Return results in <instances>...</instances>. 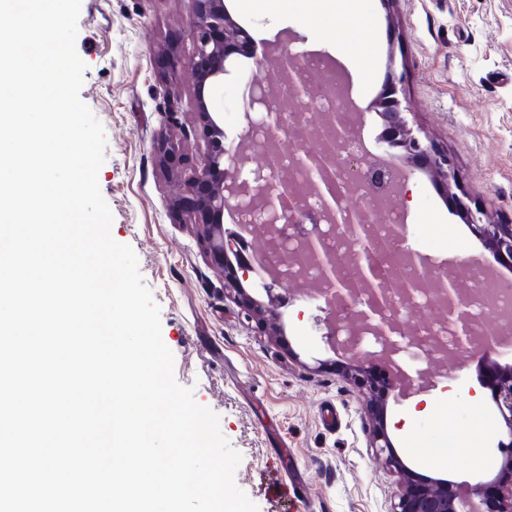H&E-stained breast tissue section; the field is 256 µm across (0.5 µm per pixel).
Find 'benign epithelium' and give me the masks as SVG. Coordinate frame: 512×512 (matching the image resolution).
Listing matches in <instances>:
<instances>
[{
	"label": "benign epithelium",
	"instance_id": "benign-epithelium-1",
	"mask_svg": "<svg viewBox=\"0 0 512 512\" xmlns=\"http://www.w3.org/2000/svg\"><path fill=\"white\" fill-rule=\"evenodd\" d=\"M192 44L190 57L194 75L197 116L206 139V148L198 160L180 152L166 133L155 140V151L160 163L175 181L185 180L184 191L177 205L193 216L202 233L206 253L211 262L224 269V293L236 300L250 318H255L265 334L275 339L285 335L284 326L271 306L279 301L274 287L282 280L278 269L265 263L267 247L261 243H248L241 233L224 230V212L234 217L244 208L252 213L253 222L268 231L277 224L291 222L300 216L302 201L285 207L281 198L297 196L301 185L319 199L328 223L334 224L344 215L341 202L353 188L350 180L337 178L336 146L351 139L348 116L343 112H328L319 120L321 130L314 133L319 150L295 155L292 166L304 176L303 184L285 180L281 176L278 154L265 145L269 139L281 137L285 129L298 123L300 113L283 106L273 105L274 84L279 77L288 76L286 96L302 101L309 97V87L303 78L304 58L291 49L293 39L278 42L261 54V61L270 65L265 85L252 83L245 95L243 120L237 141L224 144L223 118L209 110L205 92L223 82L224 59L231 54L252 49L247 32L231 20L224 11V0H195V12L187 31ZM405 74L394 75L382 94L372 102L380 110L387 126V136L381 141L402 149L407 163H419L433 182L439 184L448 204L457 211L473 233L496 256L498 262L512 266V224H500L490 219L479 205L471 206L457 193L459 175L454 159L438 148L420 129L409 124L397 97L398 86ZM262 152L266 164L262 168L249 167L250 156ZM366 164L372 169L370 183L362 186L367 205L350 213L345 225L346 237L351 244V256L358 275L344 276L336 252L326 242L325 233L314 228L303 239L299 251L288 256V264L311 259L318 264L319 277L331 284L327 306L333 320L328 323L330 335H336L339 322L335 320V303L349 300L352 313L348 329L358 333L373 327L381 332L396 331L395 323L382 320L373 323L377 307L374 302H410L413 293L434 280L439 285L442 309L463 341V345L478 343L491 346L496 336L476 335L474 321L468 309V294L462 288L460 272L464 261L457 264V272L436 270L427 257H410L409 270L393 279H378L373 275V257L381 242L369 232L372 212L375 210L377 189L385 177L384 168L375 159L351 161L353 167ZM255 277L262 282L267 300L250 295L244 282ZM358 362L347 369V377L359 388L369 402L370 444L376 457L397 476L396 489L390 499L389 512H512V455L507 454L500 463L498 474L489 481H480L471 488V494H455L451 484L436 479L420 480L398 456L386 424V405L389 396L406 378L388 354H371L357 349L342 351ZM494 398L504 421L512 447V372L495 379Z\"/></svg>",
	"mask_w": 512,
	"mask_h": 512
}]
</instances>
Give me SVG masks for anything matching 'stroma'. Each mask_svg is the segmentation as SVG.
Returning a JSON list of instances; mask_svg holds the SVG:
<instances>
[{"instance_id":"35a3bbf8","label":"stroma","mask_w":512,"mask_h":512,"mask_svg":"<svg viewBox=\"0 0 512 512\" xmlns=\"http://www.w3.org/2000/svg\"><path fill=\"white\" fill-rule=\"evenodd\" d=\"M299 2L280 0L275 16L258 0H224V7L259 44L292 34L295 50L329 57L344 41L372 74L366 88L352 90L369 142L382 130L371 102L389 72H406L399 97L410 120L453 157L468 199L512 223V0H354L356 22L341 30L313 7L298 23ZM192 9L193 0H82L80 98L107 137L98 182L113 216L111 234L136 253L160 307L175 379L219 415L242 457L235 482L258 512H388L395 477L369 446L364 396L325 341L324 302L307 299L302 281L279 283L275 309L285 334L265 336L225 297L223 272L193 218L176 206L178 188L154 140L169 127L174 100L186 129L176 137L182 151L192 156L204 146L187 65ZM174 54L181 60L175 68ZM226 69L207 103L223 113L230 143L240 131L246 84L266 80L268 71L238 54ZM407 187L406 251L450 271L464 254L492 262L428 175L412 171ZM510 364L512 348L464 351L449 362L447 378L432 374L390 395L392 437L413 471L456 482L488 478L508 435L481 379L488 366ZM461 429L469 432L463 446ZM441 442L448 448L442 459L429 453ZM289 484L294 494H286Z\"/></svg>"}]
</instances>
